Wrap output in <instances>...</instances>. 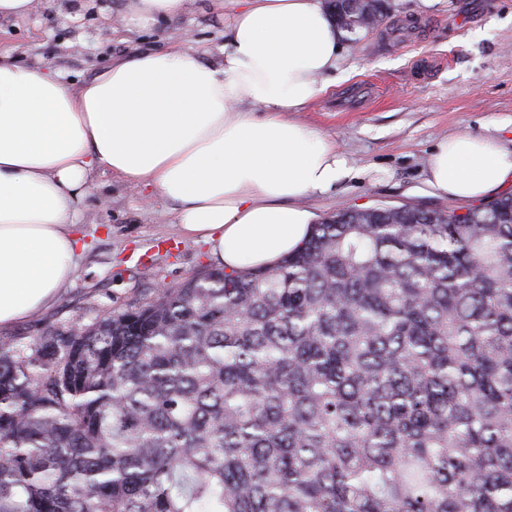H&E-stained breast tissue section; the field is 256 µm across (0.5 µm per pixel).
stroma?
I'll use <instances>...</instances> for the list:
<instances>
[{
  "instance_id": "obj_1",
  "label": "stroma",
  "mask_w": 512,
  "mask_h": 512,
  "mask_svg": "<svg viewBox=\"0 0 512 512\" xmlns=\"http://www.w3.org/2000/svg\"><path fill=\"white\" fill-rule=\"evenodd\" d=\"M23 18L0 20V50L43 62L66 81L92 79L135 51L182 46L214 60L237 8L186 0L175 19L126 27L130 0H46ZM383 23L345 43L346 81L303 112L336 140L356 169L337 190L305 205L315 219L340 207L419 206L466 211V200L435 194L425 180L437 141L457 131L512 139V0H387ZM110 173L97 174L78 204L86 249L60 302L41 319L1 327V336L39 335L40 320L87 323L214 268L207 246L183 239L172 203Z\"/></svg>"
}]
</instances>
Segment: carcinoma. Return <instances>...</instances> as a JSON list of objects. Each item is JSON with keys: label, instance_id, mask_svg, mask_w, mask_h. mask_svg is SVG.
Masks as SVG:
<instances>
[{"label": "carcinoma", "instance_id": "obj_1", "mask_svg": "<svg viewBox=\"0 0 512 512\" xmlns=\"http://www.w3.org/2000/svg\"><path fill=\"white\" fill-rule=\"evenodd\" d=\"M0 512H512V195L0 336Z\"/></svg>", "mask_w": 512, "mask_h": 512}]
</instances>
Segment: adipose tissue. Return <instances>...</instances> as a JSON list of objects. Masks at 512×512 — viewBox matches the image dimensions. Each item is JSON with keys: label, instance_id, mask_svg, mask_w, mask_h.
I'll list each match as a JSON object with an SVG mask.
<instances>
[{"label": "adipose tissue", "instance_id": "1", "mask_svg": "<svg viewBox=\"0 0 512 512\" xmlns=\"http://www.w3.org/2000/svg\"><path fill=\"white\" fill-rule=\"evenodd\" d=\"M221 59L178 47L119 59L74 86L0 52V327L52 308L75 271L81 194L101 172L175 205L182 235L225 270L269 267L309 236L303 198L354 171L297 115L339 73L323 0H241ZM512 180V148L459 131L428 157L436 193L473 200Z\"/></svg>", "mask_w": 512, "mask_h": 512}]
</instances>
